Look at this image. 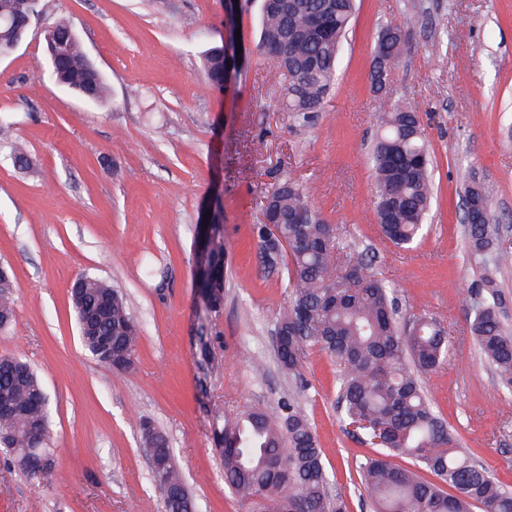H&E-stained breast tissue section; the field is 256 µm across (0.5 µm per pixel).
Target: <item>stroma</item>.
Returning <instances> with one entry per match:
<instances>
[{
    "label": "stroma",
    "mask_w": 512,
    "mask_h": 512,
    "mask_svg": "<svg viewBox=\"0 0 512 512\" xmlns=\"http://www.w3.org/2000/svg\"><path fill=\"white\" fill-rule=\"evenodd\" d=\"M66 20L109 87L90 104L49 78L43 31ZM260 0L239 17L253 54L221 88L203 56L224 40V0H55L26 40L0 58V116L31 154L0 149V264L12 268L15 320L0 354L27 362L49 398L57 472L32 477L0 460V512H163L137 423L168 437L197 512H255L232 493L212 440L215 411H277L292 402L316 430L329 490L369 512L357 471L375 453L338 404L337 367L310 348L282 368L275 324L289 290L264 272L251 228L262 191L288 176L335 225L351 262L368 260L402 317L426 313L452 340L421 384L462 448L512 491V391L499 387L470 332L467 299L480 272L467 254L462 198L471 175L494 188L497 246L512 252V0H358L336 84L298 131L288 78L255 53ZM406 40L390 96L417 107L432 158L434 199L412 248L386 240L373 204L376 98L369 83L383 24ZM223 215L224 308L197 292L205 215ZM98 277L121 291L140 328L134 367L116 371L83 348L69 300ZM208 339L218 368L199 353Z\"/></svg>",
    "instance_id": "35a3bbf8"
}]
</instances>
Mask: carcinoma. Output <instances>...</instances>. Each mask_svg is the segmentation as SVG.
Listing matches in <instances>:
<instances>
[{
  "label": "carcinoma",
  "instance_id": "obj_1",
  "mask_svg": "<svg viewBox=\"0 0 512 512\" xmlns=\"http://www.w3.org/2000/svg\"><path fill=\"white\" fill-rule=\"evenodd\" d=\"M356 0H265L262 5L257 51L281 42L282 61L290 74L286 107L299 127L321 110L336 81L342 39L349 30ZM50 0H0V19L12 21L27 14H46ZM71 25L57 22L44 34L57 49L54 80L77 94L93 93L102 103L108 96L104 77L92 71L84 49L69 37ZM405 40L402 28L387 24L375 46L371 79L389 81ZM224 47L205 54L204 74L214 87L224 84L227 68ZM380 126L371 152L375 171L374 208L385 237L398 247L420 235L432 199L431 156L418 115L413 108L391 105L379 95ZM12 122L0 120V145L9 149L15 165L28 163L25 144L12 141ZM465 200L478 217L467 225L470 259L482 270L478 291L470 294L471 332L481 353L494 369L498 383L512 387V333L499 316L496 275L512 262V254L493 248L499 216L490 189L474 177ZM258 207L277 225L285 240L303 243L287 268L291 295L279 312L277 357L295 371L308 347L318 345L338 366L339 401L345 420L361 431L377 454L359 464L362 486L373 512H512V492L502 488L485 466L459 446L450 427L434 410L420 384V375L435 370L450 353V338L434 317L420 314L402 326L398 305L370 265L357 263V285L348 287L346 275L335 273L339 250L322 214L312 205L306 188L284 179L259 196ZM208 223L218 226L210 242L208 260L219 273L216 282L204 281L208 309L224 304V235L222 216ZM264 269L272 272L276 244L265 239L264 226H252ZM12 276L0 284V329L14 318ZM77 327L84 316L108 305L94 331L81 336L84 348L102 365L128 371L135 364L138 326L123 295L106 281L84 276L71 290ZM45 393L36 373L21 359L0 355V401L25 403ZM42 425L49 435V417L38 408L25 418H0V436L25 456L29 425ZM139 433L151 463V477L162 497L176 492L171 512H189L196 505L172 455L166 435L153 423L141 421ZM213 442L224 469V483L235 493L259 501V512H347L342 495H331L322 449L307 417L283 405L270 415L250 410L219 413L213 423ZM407 456L435 476V483L415 471L394 465L391 458ZM454 489L450 494L441 488Z\"/></svg>",
  "mask_w": 512,
  "mask_h": 512
}]
</instances>
